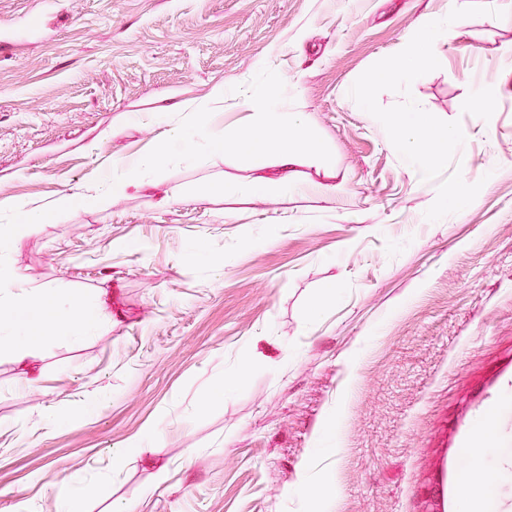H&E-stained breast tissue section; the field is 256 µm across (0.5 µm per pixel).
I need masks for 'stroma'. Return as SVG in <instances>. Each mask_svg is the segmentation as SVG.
<instances>
[{
	"label": "stroma",
	"mask_w": 512,
	"mask_h": 512,
	"mask_svg": "<svg viewBox=\"0 0 512 512\" xmlns=\"http://www.w3.org/2000/svg\"><path fill=\"white\" fill-rule=\"evenodd\" d=\"M32 2L0 0V202L111 182L224 81L298 83L281 108L333 161L299 172L344 189L243 197L273 158L204 150L22 237L30 295L107 306L0 352V512H458L490 410L476 477L512 512V0ZM427 19L428 74L377 79ZM483 92L490 130L424 181L369 118L470 127Z\"/></svg>",
	"instance_id": "obj_1"
}]
</instances>
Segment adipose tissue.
Returning a JSON list of instances; mask_svg holds the SVG:
<instances>
[{
  "mask_svg": "<svg viewBox=\"0 0 512 512\" xmlns=\"http://www.w3.org/2000/svg\"><path fill=\"white\" fill-rule=\"evenodd\" d=\"M441 35L440 26L425 23L410 39L400 44L391 67L382 70V77L406 83L425 76L432 62L430 47ZM229 91L228 85L220 84L212 88L204 102L185 104L183 119L169 126L164 140L152 154L122 162L124 175L113 182V193L139 189L169 162L191 159L203 149L212 153L245 152L257 159L273 156L281 171L278 185L271 191L265 183H254L249 191L256 196L272 192L285 197L296 191L301 185L298 168L305 161L329 165L326 146L313 144L306 136L303 113L282 111L276 90L264 84L252 85L242 92L244 117L236 130L213 129L209 118L212 112L223 109ZM372 120L388 131L393 146L422 177L431 173L448 154L460 151L470 137V131L465 127L429 133V118L423 112L376 114ZM76 202L73 195L61 196L51 208L9 202V220L0 225V256L22 234L36 231L46 223L53 208H66ZM25 286L24 275L0 260V306L7 313L6 319L0 321L1 349L22 358L27 356L37 337L53 333L56 325L65 324L79 332L92 330L95 316L90 305L71 299L62 300L51 293L45 296L48 319L37 322L28 306Z\"/></svg>",
  "mask_w": 512,
  "mask_h": 512,
  "instance_id": "ef3b65f1",
  "label": "adipose tissue"
}]
</instances>
